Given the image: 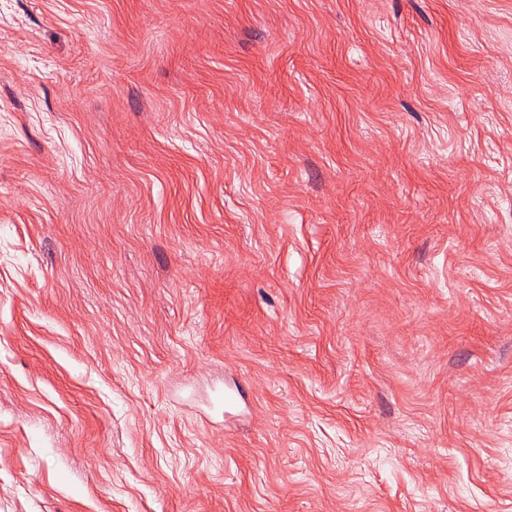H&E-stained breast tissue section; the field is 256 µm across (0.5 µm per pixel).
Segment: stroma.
Instances as JSON below:
<instances>
[{
	"instance_id": "35a3bbf8",
	"label": "stroma",
	"mask_w": 512,
	"mask_h": 512,
	"mask_svg": "<svg viewBox=\"0 0 512 512\" xmlns=\"http://www.w3.org/2000/svg\"><path fill=\"white\" fill-rule=\"evenodd\" d=\"M0 512H512V0H0Z\"/></svg>"
}]
</instances>
